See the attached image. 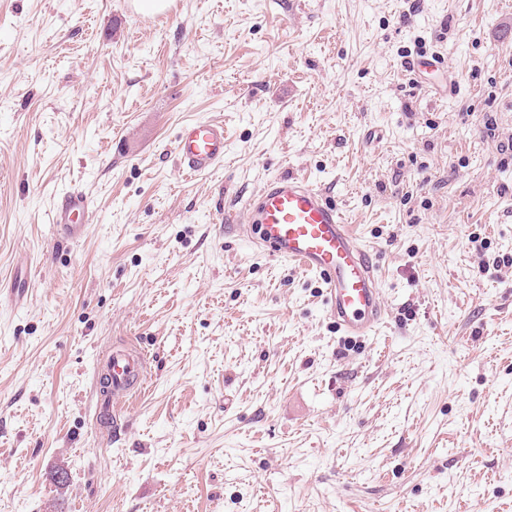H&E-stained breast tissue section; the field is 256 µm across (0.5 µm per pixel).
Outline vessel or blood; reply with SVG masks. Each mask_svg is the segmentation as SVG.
Here are the masks:
<instances>
[{"instance_id": "1", "label": "vessel or blood", "mask_w": 512, "mask_h": 512, "mask_svg": "<svg viewBox=\"0 0 512 512\" xmlns=\"http://www.w3.org/2000/svg\"><path fill=\"white\" fill-rule=\"evenodd\" d=\"M174 150L187 173L214 170L224 163L223 124H189L177 136ZM242 208L247 214L245 241L312 272L324 285L327 314L341 335L370 336L386 324L388 310L373 256L354 234L342 207L321 188L284 173L269 180ZM92 214L87 193L66 191L54 206L53 229L66 241H80ZM144 374L142 359L129 350L103 353L97 366L103 408L141 392Z\"/></svg>"}]
</instances>
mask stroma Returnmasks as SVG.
<instances>
[{
    "label": "stroma",
    "instance_id": "stroma-1",
    "mask_svg": "<svg viewBox=\"0 0 512 512\" xmlns=\"http://www.w3.org/2000/svg\"><path fill=\"white\" fill-rule=\"evenodd\" d=\"M506 30L512 0H179L166 27L0 0V512H512ZM424 53L451 90L413 80ZM202 119L224 164L188 175ZM285 172L376 255V334L345 343L318 279L214 224ZM115 347L149 380L111 424ZM174 150L187 173L214 170L224 164V124L210 120L189 124L177 136ZM92 214L89 195L80 189H70L56 201L52 215L53 229L58 237L78 242L86 234Z\"/></svg>",
    "mask_w": 512,
    "mask_h": 512
}]
</instances>
